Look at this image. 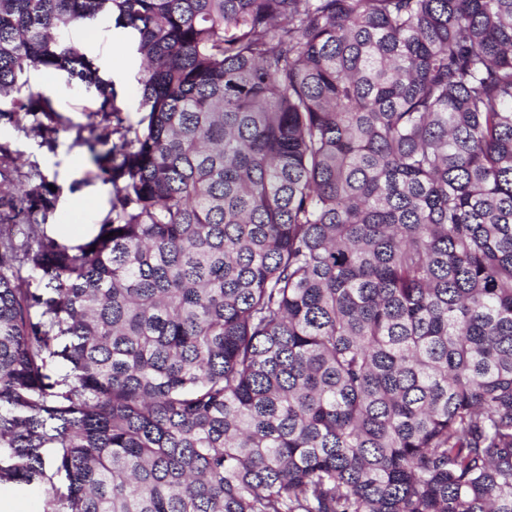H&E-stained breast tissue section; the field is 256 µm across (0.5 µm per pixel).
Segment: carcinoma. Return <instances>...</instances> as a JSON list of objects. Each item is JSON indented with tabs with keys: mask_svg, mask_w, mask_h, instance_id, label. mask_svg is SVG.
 Segmentation results:
<instances>
[{
	"mask_svg": "<svg viewBox=\"0 0 512 512\" xmlns=\"http://www.w3.org/2000/svg\"><path fill=\"white\" fill-rule=\"evenodd\" d=\"M100 15L135 36V124L66 37ZM2 100L114 193L67 244L0 143V483L45 512H512V0H0ZM30 85L34 92H42L50 96L56 111L69 119L72 124L84 125L87 123V118L82 110L85 93L79 89L68 90L65 86V79L61 75L34 72L30 75Z\"/></svg>",
	"mask_w": 512,
	"mask_h": 512,
	"instance_id": "cac0c4a2",
	"label": "carcinoma"
}]
</instances>
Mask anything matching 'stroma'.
Segmentation results:
<instances>
[{
    "label": "stroma",
    "mask_w": 512,
    "mask_h": 512,
    "mask_svg": "<svg viewBox=\"0 0 512 512\" xmlns=\"http://www.w3.org/2000/svg\"><path fill=\"white\" fill-rule=\"evenodd\" d=\"M71 40L82 44L97 57L102 72L117 92V103L130 120H138L140 61L129 30L116 27L113 20L86 21L84 28L71 30ZM33 91L52 98L54 107L73 125L86 124L82 110L85 94L67 89L61 75L35 72L30 76ZM72 130L60 133L55 150L41 147L38 138L16 137L10 124L0 123V142L10 143L23 162L37 163L57 189L55 212L47 231L71 244L82 242L94 224L100 223L111 208L112 185L105 181L91 162L86 146L75 144ZM44 495L35 485L7 482L0 484V512H44Z\"/></svg>",
    "instance_id": "35a3bbf8"
}]
</instances>
